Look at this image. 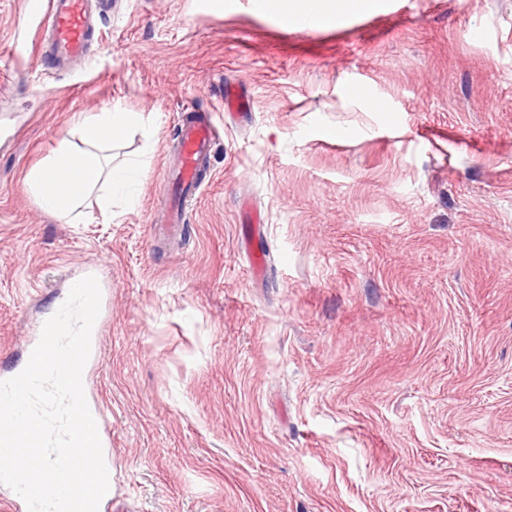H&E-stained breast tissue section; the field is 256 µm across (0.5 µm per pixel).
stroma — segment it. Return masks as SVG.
I'll use <instances>...</instances> for the list:
<instances>
[{
	"instance_id": "obj_1",
	"label": "stroma",
	"mask_w": 512,
	"mask_h": 512,
	"mask_svg": "<svg viewBox=\"0 0 512 512\" xmlns=\"http://www.w3.org/2000/svg\"><path fill=\"white\" fill-rule=\"evenodd\" d=\"M35 34L0 0V369L103 276L109 512H512V0L317 29L276 0H112L58 75L10 54ZM116 104L155 127L111 151L148 164L135 206L42 211L27 171ZM188 112L219 139L170 234L157 186Z\"/></svg>"
}]
</instances>
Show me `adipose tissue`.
<instances>
[{
    "label": "adipose tissue",
    "mask_w": 512,
    "mask_h": 512,
    "mask_svg": "<svg viewBox=\"0 0 512 512\" xmlns=\"http://www.w3.org/2000/svg\"><path fill=\"white\" fill-rule=\"evenodd\" d=\"M374 6V0H281L279 13L296 20L326 19L347 7L369 10ZM137 124L133 113L118 106L78 118L75 127L82 148H73L68 140H61L51 155L26 174V185L39 206L55 216L66 217L100 187L105 190L99 204L102 213H111L116 197L135 204L145 167L138 161L112 163L103 155L102 147L121 143ZM141 127L146 132L151 129L147 123Z\"/></svg>",
    "instance_id": "1"
}]
</instances>
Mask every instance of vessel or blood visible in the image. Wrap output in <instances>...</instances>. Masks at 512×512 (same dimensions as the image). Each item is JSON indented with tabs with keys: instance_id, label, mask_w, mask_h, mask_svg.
<instances>
[{
	"instance_id": "obj_1",
	"label": "vessel or blood",
	"mask_w": 512,
	"mask_h": 512,
	"mask_svg": "<svg viewBox=\"0 0 512 512\" xmlns=\"http://www.w3.org/2000/svg\"><path fill=\"white\" fill-rule=\"evenodd\" d=\"M27 13L40 27V52L45 70L55 72L85 58L93 37L90 0H28ZM216 140L211 119L186 113L181 126L178 159L167 171L172 195L166 203L169 221H184L185 205L204 183L201 164Z\"/></svg>"
}]
</instances>
